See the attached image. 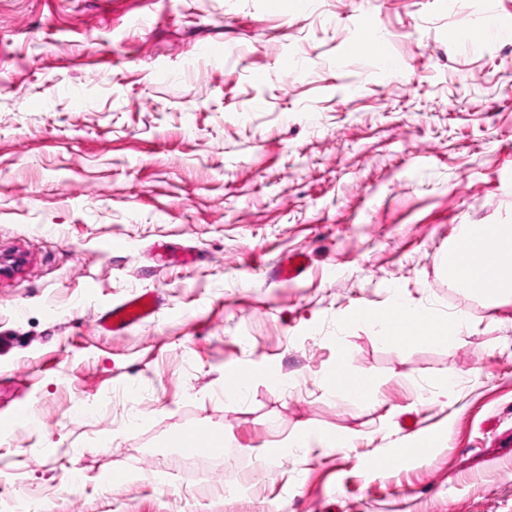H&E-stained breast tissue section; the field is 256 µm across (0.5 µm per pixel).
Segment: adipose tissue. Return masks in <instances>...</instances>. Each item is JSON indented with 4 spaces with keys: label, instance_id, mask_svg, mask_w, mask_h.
Wrapping results in <instances>:
<instances>
[{
    "label": "adipose tissue",
    "instance_id": "1",
    "mask_svg": "<svg viewBox=\"0 0 512 512\" xmlns=\"http://www.w3.org/2000/svg\"><path fill=\"white\" fill-rule=\"evenodd\" d=\"M461 234L483 238L470 265L452 268L448 276L469 295L481 299L487 310L512 301V225L467 224ZM363 321L381 323L380 339L390 349L405 352L425 345H451L470 327L467 315L454 313L445 317L412 308L404 298H397L379 313L367 312Z\"/></svg>",
    "mask_w": 512,
    "mask_h": 512
}]
</instances>
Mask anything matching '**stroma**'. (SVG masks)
Instances as JSON below:
<instances>
[{"mask_svg": "<svg viewBox=\"0 0 512 512\" xmlns=\"http://www.w3.org/2000/svg\"><path fill=\"white\" fill-rule=\"evenodd\" d=\"M492 14L512 0H0V419L25 411L0 507L512 512V303L442 266L461 225L512 224V37L461 43ZM149 290L151 319L98 330ZM395 290L470 333L399 353L350 321ZM340 363L374 407L323 389ZM190 428L223 451L186 465ZM306 429L348 445L287 449ZM363 33L364 44L370 46L374 50L378 58L384 62L385 67L389 72L394 73L400 69V62L387 52L386 40L379 34L377 25L373 20L371 22H366Z\"/></svg>", "mask_w": 512, "mask_h": 512, "instance_id": "stroma-1", "label": "stroma"}]
</instances>
